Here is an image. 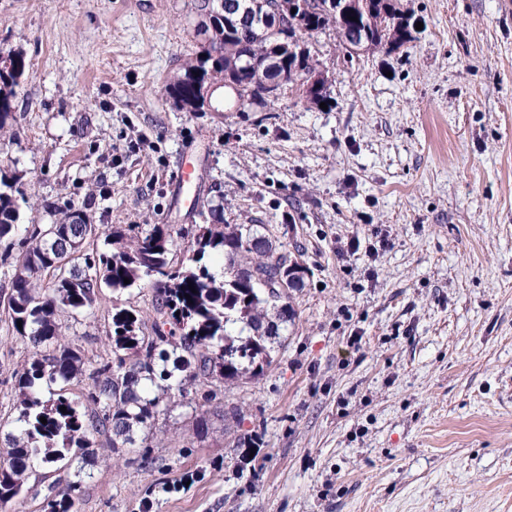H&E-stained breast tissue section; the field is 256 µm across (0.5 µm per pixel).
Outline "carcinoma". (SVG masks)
<instances>
[{
	"label": "carcinoma",
	"instance_id": "1",
	"mask_svg": "<svg viewBox=\"0 0 512 512\" xmlns=\"http://www.w3.org/2000/svg\"><path fill=\"white\" fill-rule=\"evenodd\" d=\"M215 2L198 0L209 18L207 45L170 87L175 103L188 112L205 111L203 88L219 77L242 87L245 104L277 98L278 88L265 85L272 80L265 70L269 59L277 58L281 72L295 68L288 39L330 25L341 36L357 35L358 49L366 52H390L392 44L412 41L398 0H303V30L287 26L284 37L260 40L245 24H224V9ZM383 15L396 28L376 23ZM6 61L0 130L27 69L20 53ZM15 193L14 178L0 172V240L18 230ZM70 217L68 210L52 224L35 226L12 262L8 317L31 355L15 375L19 426L0 449V507L28 493L29 479L43 470L57 474L44 486L45 512H79L80 482L61 472L76 461L83 468L94 465L101 436L115 451L140 448L145 455L156 421L172 407H203L216 399L217 384L237 387L262 376L288 339L295 318L291 292L304 286V275H282L291 254L272 241L264 224L213 218L181 252L174 242L179 230L171 224H112L106 235L112 250L100 252L89 248L100 226L71 224ZM213 254L224 258L219 275L205 262ZM104 287L118 293L151 289L154 316L148 326L135 307L113 304L110 354L88 365L77 340L63 336L60 315L90 310ZM59 380L80 387V394L45 393Z\"/></svg>",
	"mask_w": 512,
	"mask_h": 512
}]
</instances>
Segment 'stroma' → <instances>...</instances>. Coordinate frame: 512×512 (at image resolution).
Listing matches in <instances>:
<instances>
[{"label": "stroma", "instance_id": "obj_1", "mask_svg": "<svg viewBox=\"0 0 512 512\" xmlns=\"http://www.w3.org/2000/svg\"><path fill=\"white\" fill-rule=\"evenodd\" d=\"M401 8L419 28L395 52L310 38L326 106L294 82L187 112L168 85L206 39L194 0H0V56L28 64L0 136L23 224L74 208L177 225L186 246L196 201L269 225L307 269L273 366L206 431L187 407L160 418L153 464L96 446L80 512H512V0ZM112 300L64 320L86 362L109 351ZM27 357L0 309L1 435Z\"/></svg>", "mask_w": 512, "mask_h": 512}]
</instances>
